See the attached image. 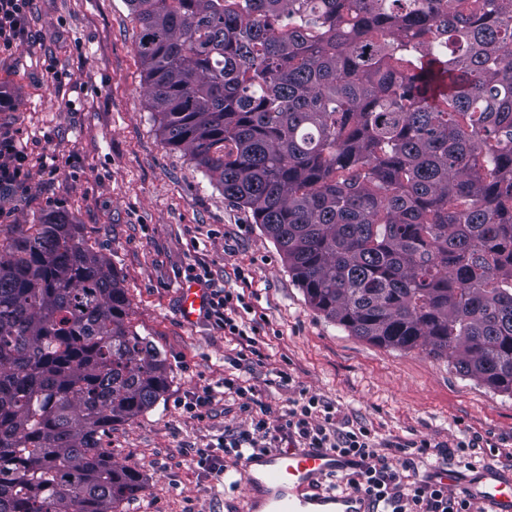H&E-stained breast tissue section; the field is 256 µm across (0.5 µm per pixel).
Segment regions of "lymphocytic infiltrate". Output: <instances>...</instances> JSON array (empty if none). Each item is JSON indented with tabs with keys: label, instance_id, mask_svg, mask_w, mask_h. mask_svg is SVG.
<instances>
[{
	"label": "lymphocytic infiltrate",
	"instance_id": "1",
	"mask_svg": "<svg viewBox=\"0 0 512 512\" xmlns=\"http://www.w3.org/2000/svg\"><path fill=\"white\" fill-rule=\"evenodd\" d=\"M27 154L19 139L10 131L0 132V194L12 191L26 182ZM241 293L225 291L211 300L210 310L225 335L235 338L239 345V360L259 355L258 325L242 328L238 322ZM224 391L237 395L240 408L252 415L254 436L229 438L220 448L196 449V462L218 477L226 476L229 463H242L255 450L274 447L282 437H299L312 448H327L341 456L355 459L354 469L336 474L328 483L329 490H353L371 500L372 512H482L464 493L449 491L447 484L419 472V464L429 456L457 460L460 466L475 468L477 436L466 434L453 444H431L421 441L412 456L404 455L403 444L377 447L370 429L364 426L342 429L332 412L322 411L320 398L308 392L289 398L282 424L270 428L267 406L258 405L248 388L235 379L224 381Z\"/></svg>",
	"mask_w": 512,
	"mask_h": 512
}]
</instances>
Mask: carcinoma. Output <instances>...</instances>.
I'll return each mask as SVG.
<instances>
[{
	"label": "carcinoma",
	"instance_id": "obj_1",
	"mask_svg": "<svg viewBox=\"0 0 512 512\" xmlns=\"http://www.w3.org/2000/svg\"><path fill=\"white\" fill-rule=\"evenodd\" d=\"M163 140L308 305L512 395V0H127ZM62 210L0 228V512H117L167 358Z\"/></svg>",
	"mask_w": 512,
	"mask_h": 512
}]
</instances>
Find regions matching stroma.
Here are the masks:
<instances>
[{
  "label": "stroma",
  "instance_id": "35a3bbf8",
  "mask_svg": "<svg viewBox=\"0 0 512 512\" xmlns=\"http://www.w3.org/2000/svg\"><path fill=\"white\" fill-rule=\"evenodd\" d=\"M26 34L0 54V127L28 155L31 178L0 205V225L35 224L61 208L110 258L131 302L129 326L167 355L164 398L105 439L145 486L120 512H241L243 488L200 468L198 448L250 430L233 377L269 406L278 426L288 398L317 395L381 440L450 443L482 437L480 469L512 474V395L462 376L447 359L384 348L351 335L307 304L277 245L250 211L167 147L147 106L127 0H29ZM240 290L261 318L260 358L238 361L213 317H181L179 290ZM286 372L290 384H281ZM202 417L184 407L204 389Z\"/></svg>",
  "mask_w": 512,
  "mask_h": 512
}]
</instances>
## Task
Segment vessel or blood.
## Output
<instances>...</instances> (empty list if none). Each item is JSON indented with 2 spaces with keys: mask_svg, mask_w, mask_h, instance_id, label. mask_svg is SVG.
Wrapping results in <instances>:
<instances>
[{
  "mask_svg": "<svg viewBox=\"0 0 512 512\" xmlns=\"http://www.w3.org/2000/svg\"><path fill=\"white\" fill-rule=\"evenodd\" d=\"M347 458L323 448H266L245 460L246 512H369L368 498L355 491L333 494L326 479L349 470ZM489 512H512V476L487 474L465 486Z\"/></svg>",
  "mask_w": 512,
  "mask_h": 512,
  "instance_id": "obj_1",
  "label": "vessel or blood"
}]
</instances>
